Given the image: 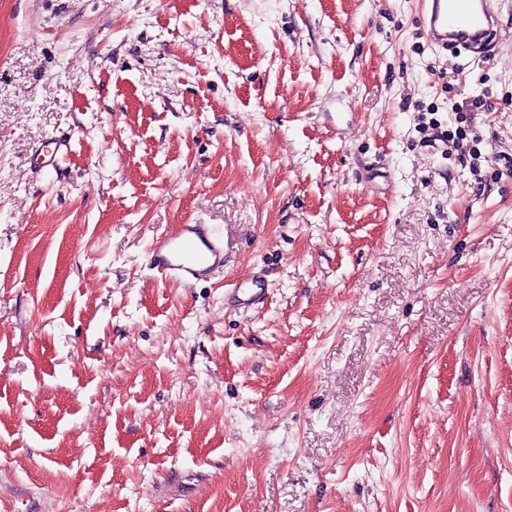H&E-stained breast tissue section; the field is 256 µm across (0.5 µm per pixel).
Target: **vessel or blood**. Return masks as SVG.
<instances>
[{
	"label": "vessel or blood",
	"instance_id": "b4317fda",
	"mask_svg": "<svg viewBox=\"0 0 512 512\" xmlns=\"http://www.w3.org/2000/svg\"><path fill=\"white\" fill-rule=\"evenodd\" d=\"M424 29L429 42L438 47L465 44L481 48L497 34L501 0H427ZM148 264L168 281L182 285L210 279L224 268V237L211 224H183L177 232L154 241ZM259 280L245 278L235 283L230 297L240 305L260 300Z\"/></svg>",
	"mask_w": 512,
	"mask_h": 512
}]
</instances>
